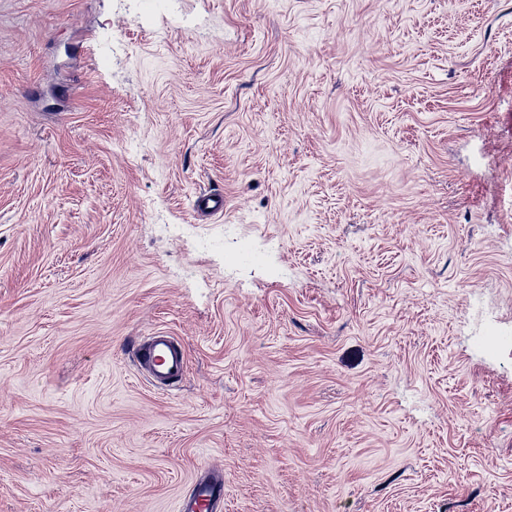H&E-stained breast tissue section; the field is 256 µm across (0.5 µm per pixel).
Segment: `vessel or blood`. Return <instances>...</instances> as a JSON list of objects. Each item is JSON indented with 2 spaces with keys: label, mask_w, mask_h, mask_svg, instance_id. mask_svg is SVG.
Wrapping results in <instances>:
<instances>
[{
  "label": "vessel or blood",
  "mask_w": 512,
  "mask_h": 512,
  "mask_svg": "<svg viewBox=\"0 0 512 512\" xmlns=\"http://www.w3.org/2000/svg\"><path fill=\"white\" fill-rule=\"evenodd\" d=\"M135 364L138 373L160 394L182 383L188 371L182 339L162 329L142 337L135 352ZM223 505L224 475L221 469L213 467L178 499L175 512H221Z\"/></svg>",
  "instance_id": "1"
}]
</instances>
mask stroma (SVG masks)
<instances>
[{
  "instance_id": "obj_1",
  "label": "stroma",
  "mask_w": 512,
  "mask_h": 512,
  "mask_svg": "<svg viewBox=\"0 0 512 512\" xmlns=\"http://www.w3.org/2000/svg\"><path fill=\"white\" fill-rule=\"evenodd\" d=\"M180 5L0 0V512H512V0ZM134 361L138 373L160 394H166L182 383L188 371L183 340L162 329L142 336ZM224 506V475L210 468L176 503L174 512H219Z\"/></svg>"
}]
</instances>
